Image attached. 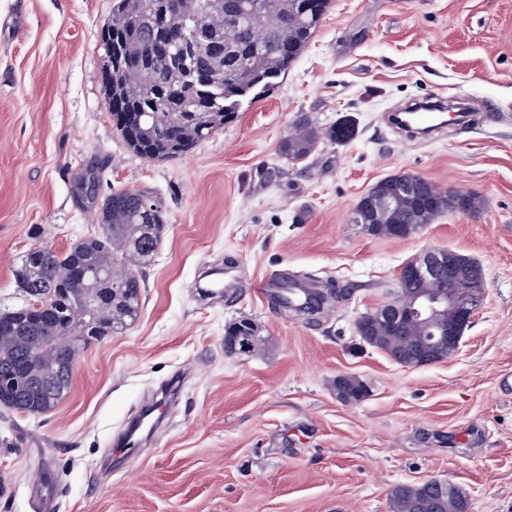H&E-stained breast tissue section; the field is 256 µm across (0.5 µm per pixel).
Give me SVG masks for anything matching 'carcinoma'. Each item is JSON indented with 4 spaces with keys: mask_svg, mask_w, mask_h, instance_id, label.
Instances as JSON below:
<instances>
[{
    "mask_svg": "<svg viewBox=\"0 0 512 512\" xmlns=\"http://www.w3.org/2000/svg\"><path fill=\"white\" fill-rule=\"evenodd\" d=\"M330 0H112L105 27L112 29L118 53L112 55L107 87L112 94V123L136 154L149 161L180 157L224 126L246 100L262 96L274 80L288 73L307 48ZM224 21V48L228 58L206 67L172 55L187 28ZM357 134L356 119L345 116L321 128L302 115L280 144L292 162L308 158L324 141L345 144ZM102 168L85 170V196L95 197ZM389 202L355 218L371 224L380 237L406 234L407 227L431 224L448 212V192L427 182L421 192H403L399 176L382 180ZM97 219L99 234L79 239L64 253L45 252L39 264L26 258L16 270L24 294L38 288L50 295L40 311L24 304L0 314V405L38 415L55 408L70 388L73 370L64 359L79 358L91 339L127 329L137 318L143 288V269L151 265L165 229L162 207L146 193L117 190L104 201ZM124 270V278L111 282L107 271ZM92 328L83 313L93 296ZM256 335L246 319L230 323L224 346ZM430 329L412 322L406 335L394 336L387 328L366 320L363 342L378 347L401 364L404 351L428 341ZM350 403L367 395L363 381L336 379ZM391 512H468V501L453 492H440L429 483L398 485L391 493Z\"/></svg>",
    "mask_w": 512,
    "mask_h": 512,
    "instance_id": "cac0c4a2",
    "label": "carcinoma"
}]
</instances>
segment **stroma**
Returning <instances> with one entry per match:
<instances>
[{
	"label": "stroma",
	"instance_id": "35a3bbf8",
	"mask_svg": "<svg viewBox=\"0 0 512 512\" xmlns=\"http://www.w3.org/2000/svg\"><path fill=\"white\" fill-rule=\"evenodd\" d=\"M112 0H0V311L25 303L27 252L97 234L80 176L105 162L100 196L144 190L166 230L138 319L90 343L65 398L29 415L0 407V512H390L392 489L449 480L469 512H512V0H331L287 74L187 154L148 161L105 106L101 28ZM487 105L427 140L390 124L434 95ZM358 134L291 163L300 115ZM411 173L475 210L407 238L352 221L379 180ZM479 267L484 295L458 352L407 368L360 340L423 249ZM232 265L240 286L201 294ZM348 290L299 319L259 291L270 274ZM253 320L252 353L224 349ZM359 376L362 402L334 382ZM243 336H246L244 339ZM248 336H256V330L254 324L246 319H238L228 325L225 336L224 346L229 351H234V340H240V348L238 349L241 353H247L250 345L248 343Z\"/></svg>",
	"mask_w": 512,
	"mask_h": 512
}]
</instances>
